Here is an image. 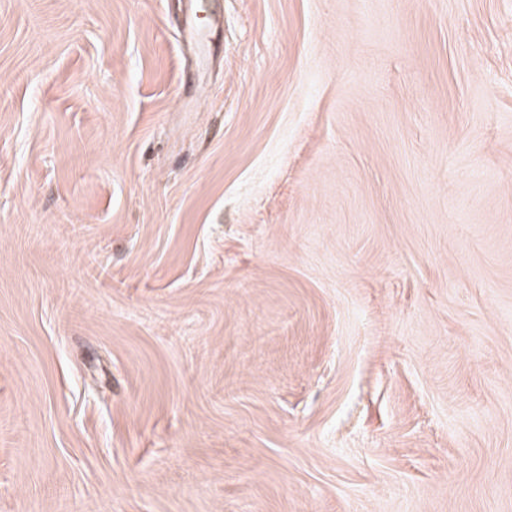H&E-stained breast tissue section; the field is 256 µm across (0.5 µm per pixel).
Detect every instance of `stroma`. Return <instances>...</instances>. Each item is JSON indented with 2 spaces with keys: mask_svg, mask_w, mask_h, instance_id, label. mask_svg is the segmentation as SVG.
<instances>
[{
  "mask_svg": "<svg viewBox=\"0 0 512 512\" xmlns=\"http://www.w3.org/2000/svg\"><path fill=\"white\" fill-rule=\"evenodd\" d=\"M0 512H512V0H0Z\"/></svg>",
  "mask_w": 512,
  "mask_h": 512,
  "instance_id": "stroma-1",
  "label": "stroma"
}]
</instances>
